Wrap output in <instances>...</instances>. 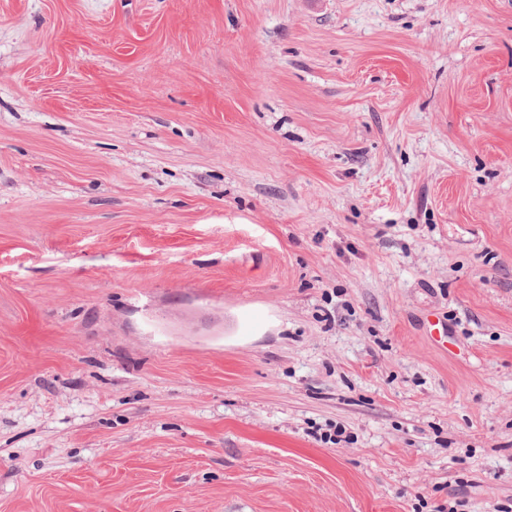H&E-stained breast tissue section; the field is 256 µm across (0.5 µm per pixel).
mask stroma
Here are the masks:
<instances>
[{"mask_svg":"<svg viewBox=\"0 0 512 512\" xmlns=\"http://www.w3.org/2000/svg\"><path fill=\"white\" fill-rule=\"evenodd\" d=\"M0 512H512V0H0Z\"/></svg>","mask_w":512,"mask_h":512,"instance_id":"obj_1","label":"stroma"}]
</instances>
